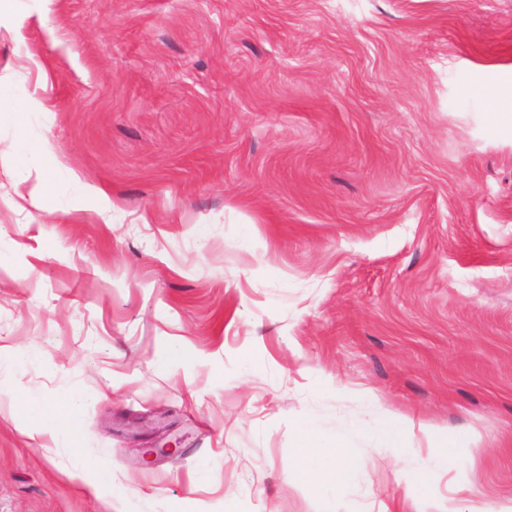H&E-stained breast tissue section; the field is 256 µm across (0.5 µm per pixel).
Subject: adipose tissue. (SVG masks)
<instances>
[{"label":"adipose tissue","mask_w":512,"mask_h":512,"mask_svg":"<svg viewBox=\"0 0 512 512\" xmlns=\"http://www.w3.org/2000/svg\"><path fill=\"white\" fill-rule=\"evenodd\" d=\"M17 406L22 414L39 419H66L64 436L71 448H79L81 433L77 406L73 400L32 401L18 399ZM297 448V477H304L312 468H319L327 484L344 486L357 475L343 441H335L330 448H323L314 422L303 418L294 425Z\"/></svg>","instance_id":"ef3b65f1"}]
</instances>
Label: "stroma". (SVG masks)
I'll return each mask as SVG.
<instances>
[{
    "label": "stroma",
    "instance_id": "stroma-1",
    "mask_svg": "<svg viewBox=\"0 0 512 512\" xmlns=\"http://www.w3.org/2000/svg\"><path fill=\"white\" fill-rule=\"evenodd\" d=\"M502 84L512 0H15L0 512H401L446 440L432 494L512 500ZM64 394L76 454L17 409ZM304 417L354 482L293 478Z\"/></svg>",
    "mask_w": 512,
    "mask_h": 512
}]
</instances>
